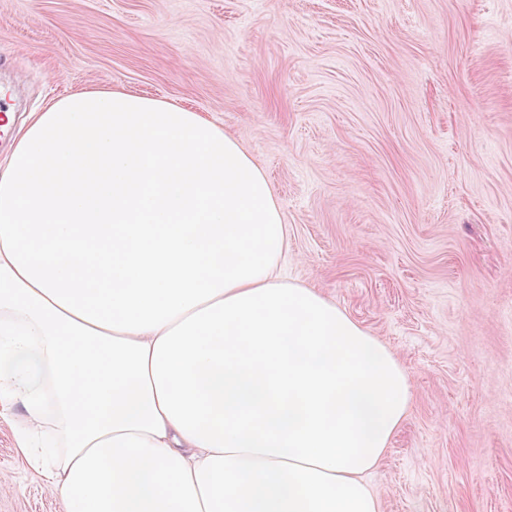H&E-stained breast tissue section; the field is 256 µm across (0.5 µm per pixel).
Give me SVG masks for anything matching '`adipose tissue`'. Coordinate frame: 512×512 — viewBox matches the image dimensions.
Masks as SVG:
<instances>
[{"mask_svg": "<svg viewBox=\"0 0 512 512\" xmlns=\"http://www.w3.org/2000/svg\"><path fill=\"white\" fill-rule=\"evenodd\" d=\"M264 172L201 113L84 90L0 160V400L64 512H381L413 387L283 278Z\"/></svg>", "mask_w": 512, "mask_h": 512, "instance_id": "obj_1", "label": "adipose tissue"}]
</instances>
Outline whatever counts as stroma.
I'll use <instances>...</instances> for the list:
<instances>
[{"label": "stroma", "mask_w": 512, "mask_h": 512, "mask_svg": "<svg viewBox=\"0 0 512 512\" xmlns=\"http://www.w3.org/2000/svg\"><path fill=\"white\" fill-rule=\"evenodd\" d=\"M95 86L237 139L284 275L404 368L382 512H512V0H0V158ZM0 512H64L2 420Z\"/></svg>", "instance_id": "obj_1"}]
</instances>
